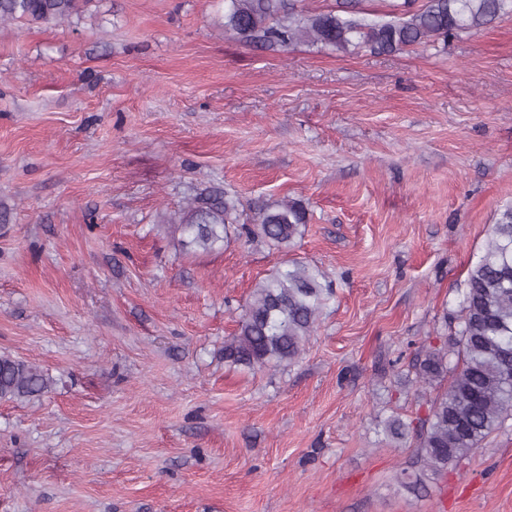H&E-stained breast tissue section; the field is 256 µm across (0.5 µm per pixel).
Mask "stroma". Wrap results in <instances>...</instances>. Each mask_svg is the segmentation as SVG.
Returning <instances> with one entry per match:
<instances>
[{
    "mask_svg": "<svg viewBox=\"0 0 512 512\" xmlns=\"http://www.w3.org/2000/svg\"><path fill=\"white\" fill-rule=\"evenodd\" d=\"M223 185L303 201L282 254L186 253L163 215ZM512 204V13L393 54L224 33V0H92L0 24V512H512V420L434 473L391 415ZM333 283L300 359L224 341L282 258ZM420 478L412 492L402 475ZM49 378L27 361L0 353V401L32 397L43 392Z\"/></svg>",
    "mask_w": 512,
    "mask_h": 512,
    "instance_id": "35a3bbf8",
    "label": "stroma"
}]
</instances>
